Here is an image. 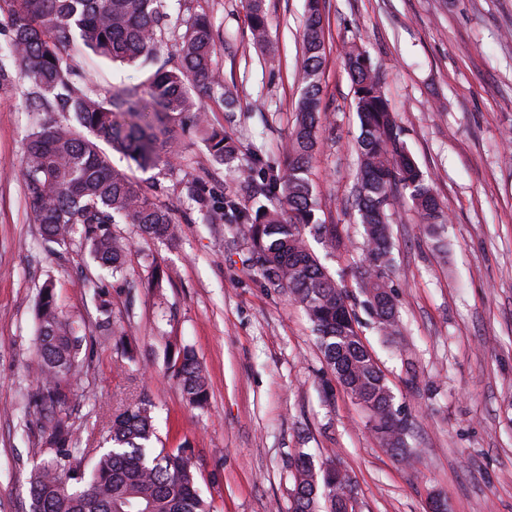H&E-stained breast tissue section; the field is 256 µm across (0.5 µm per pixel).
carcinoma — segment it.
<instances>
[{
    "instance_id": "cac0c4a2",
    "label": "carcinoma",
    "mask_w": 512,
    "mask_h": 512,
    "mask_svg": "<svg viewBox=\"0 0 512 512\" xmlns=\"http://www.w3.org/2000/svg\"><path fill=\"white\" fill-rule=\"evenodd\" d=\"M247 7L253 43L268 45L264 0H247ZM172 23L168 0H0V30L10 33V59L29 85L26 101L35 113L22 165L31 219L47 241L59 246L80 234L90 259L114 274L122 272L129 246L112 233V225L136 224L145 237L172 240L177 219L169 207L150 199L139 180L112 167L102 145L143 171L170 166L180 155L173 124L192 122L205 128L214 163L231 166L241 159L239 144L206 119L202 96L216 92L229 105L236 96L216 67L215 26L207 14L182 20L177 61L158 66L141 89L95 97L73 81L72 51L88 50L112 63H153ZM325 50L322 0H306L299 96L285 146L288 165L282 169L263 162L253 151L259 165L252 168V186L270 205L253 210L226 196L220 218L247 226L250 267L265 282L288 288L312 324L327 369L368 413L382 447L406 461L408 422L360 338L356 302L307 241L310 234L343 245L336 226L315 221L319 200L309 176L325 115ZM344 61L360 127L354 207L364 235L357 266L361 306L381 332L391 335L400 326L391 280L397 194L409 192L427 234L443 228V211L401 140L395 113L366 57L351 46ZM35 318L45 451L28 479L30 512H210L188 449L152 446L153 403L145 394L113 415L107 430L112 448L85 468L64 410L80 368L83 337L64 317L50 283L40 291ZM172 376L188 405L205 407L207 382L193 349L180 351ZM288 467L292 512H346L344 502L354 494L348 472L328 487L301 449Z\"/></svg>"
}]
</instances>
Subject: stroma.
<instances>
[{
  "mask_svg": "<svg viewBox=\"0 0 512 512\" xmlns=\"http://www.w3.org/2000/svg\"><path fill=\"white\" fill-rule=\"evenodd\" d=\"M305 4L266 0L270 63L252 42L243 0L169 2L172 15L204 12L215 22V60L238 103L230 112L222 97L207 99L211 124L277 164L293 121ZM324 27L326 119L311 177L318 216L337 225L345 247L312 237L310 248L357 291L363 228L351 187L359 121L343 58L351 44L369 57L449 218L437 248L400 196L392 279L403 328L387 337L360 319L410 424L409 461L381 447L366 412L327 370L303 308L287 289L254 276L245 226L203 223L188 182L204 179L216 196L243 202L251 187L243 173L211 160L196 127L175 125L184 152L172 170L142 171L110 155L173 209L177 240L115 225L131 245L121 277L90 262L80 240L64 249L46 243L21 177L33 120L21 104L28 86L14 80L0 84V512H29L28 478L42 451L35 305L48 281L83 338L66 412L86 465L103 453L113 413L144 392L162 445L191 449L216 512H290L287 464L299 448L318 466L340 461L355 481L356 512H427L434 495L448 512H512V0H326ZM73 64L75 83L91 93L136 86L149 74L86 51L74 52ZM115 327L133 359L115 349ZM186 345L208 384L202 410L183 402L168 364Z\"/></svg>",
  "mask_w": 512,
  "mask_h": 512,
  "instance_id": "35a3bbf8",
  "label": "stroma"
}]
</instances>
